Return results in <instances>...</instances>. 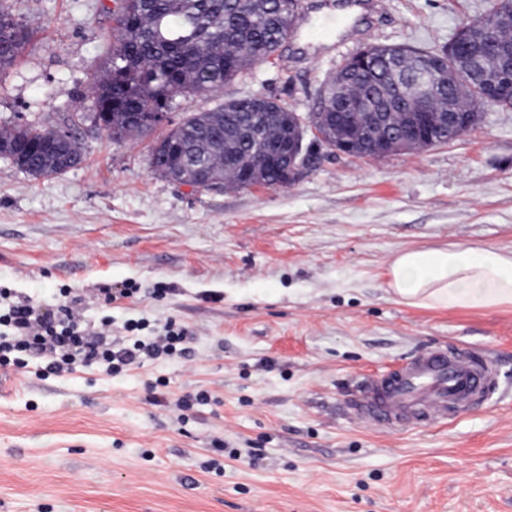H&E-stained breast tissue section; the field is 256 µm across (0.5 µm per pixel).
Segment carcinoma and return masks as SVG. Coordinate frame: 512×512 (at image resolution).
Returning a JSON list of instances; mask_svg holds the SVG:
<instances>
[{"label":"carcinoma","instance_id":"carcinoma-1","mask_svg":"<svg viewBox=\"0 0 512 512\" xmlns=\"http://www.w3.org/2000/svg\"><path fill=\"white\" fill-rule=\"evenodd\" d=\"M0 0V73L13 66L31 33ZM298 0H118L112 13V42L102 74L92 77L87 98L94 117L115 139L144 137L167 119L178 97L210 95L257 61L269 60L297 22ZM465 22L456 36L462 54L448 56V89L417 102L409 91L420 60L436 54L379 49L368 68L331 79L319 92L317 111H332L336 98L364 99L374 112L388 113L392 133L411 141L407 149L449 142L433 122L441 112H458L476 125L486 98L512 109V4ZM432 119L422 136L411 135L413 114ZM369 114L346 113L337 128L316 125L317 140L336 150V141H367ZM295 111L278 99L263 105L249 97L228 99L191 113L151 147L155 171L198 188L231 183L246 188L290 184L282 154ZM0 156L32 177L51 178L82 162L77 142L53 128L17 126L0 133Z\"/></svg>","mask_w":512,"mask_h":512}]
</instances>
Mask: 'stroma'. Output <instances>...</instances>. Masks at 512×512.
<instances>
[{"label": "stroma", "instance_id": "35a3bbf8", "mask_svg": "<svg viewBox=\"0 0 512 512\" xmlns=\"http://www.w3.org/2000/svg\"><path fill=\"white\" fill-rule=\"evenodd\" d=\"M359 2L351 21L336 0H303L270 60L176 99L170 121L258 93L308 116L356 51L442 52L491 0ZM13 3L33 37L0 74V131L70 130L83 160L36 179L0 158V288L50 308L79 298L81 325L111 318L116 341L127 322L176 321L190 354L112 375L0 369V512H512V304L413 307L386 276L409 248L512 251V111L484 106L462 137L380 158L310 131L295 183L195 189L154 171L152 137L117 141L90 117L115 0ZM130 284L103 305L101 288ZM438 343L495 356L483 403L392 431L351 418L358 379ZM158 380L164 406L149 401Z\"/></svg>", "mask_w": 512, "mask_h": 512}]
</instances>
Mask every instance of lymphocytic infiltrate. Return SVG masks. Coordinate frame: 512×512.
<instances>
[{
    "label": "lymphocytic infiltrate",
    "mask_w": 512,
    "mask_h": 512,
    "mask_svg": "<svg viewBox=\"0 0 512 512\" xmlns=\"http://www.w3.org/2000/svg\"><path fill=\"white\" fill-rule=\"evenodd\" d=\"M73 305L58 307L56 312H40L30 301L11 302L7 313L0 315V367L10 365L11 353L23 352L42 360L44 370L56 373L74 361L136 365L143 359L185 356L186 329L169 322L164 333L151 341L136 338L124 348L114 349L109 336L110 319H102L97 331L79 327Z\"/></svg>",
    "instance_id": "1"
}]
</instances>
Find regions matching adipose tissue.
I'll return each mask as SVG.
<instances>
[{"label":"adipose tissue","instance_id":"ef3b65f1","mask_svg":"<svg viewBox=\"0 0 512 512\" xmlns=\"http://www.w3.org/2000/svg\"><path fill=\"white\" fill-rule=\"evenodd\" d=\"M388 287L418 307L487 308L512 303V252L455 244L397 253L387 269Z\"/></svg>","mask_w":512,"mask_h":512}]
</instances>
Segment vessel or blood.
Returning a JSON list of instances; mask_svg holds the SVG:
<instances>
[{
	"instance_id": "obj_1",
	"label": "vessel or blood",
	"mask_w": 512,
	"mask_h": 512,
	"mask_svg": "<svg viewBox=\"0 0 512 512\" xmlns=\"http://www.w3.org/2000/svg\"><path fill=\"white\" fill-rule=\"evenodd\" d=\"M495 359L462 347L436 346L352 391V416L378 429L437 424L480 404L496 381Z\"/></svg>"
}]
</instances>
